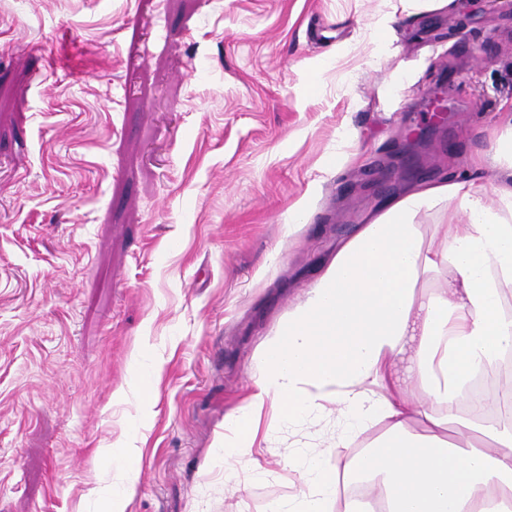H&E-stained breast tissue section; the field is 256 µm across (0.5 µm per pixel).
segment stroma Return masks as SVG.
<instances>
[{"label":"stroma","instance_id":"obj_1","mask_svg":"<svg viewBox=\"0 0 512 512\" xmlns=\"http://www.w3.org/2000/svg\"><path fill=\"white\" fill-rule=\"evenodd\" d=\"M382 0H0V512H267L278 428L224 481V417L323 260L409 185L489 151L512 0L376 33ZM407 75L391 89L394 72ZM308 210L287 231L288 212ZM151 403L115 398L135 357ZM124 467L119 472L120 481L125 482L126 494L131 495L134 491V476L140 468L141 454L139 448H122Z\"/></svg>","mask_w":512,"mask_h":512}]
</instances>
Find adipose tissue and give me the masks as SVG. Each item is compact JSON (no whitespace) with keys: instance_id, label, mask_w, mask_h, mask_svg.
<instances>
[{"instance_id":"obj_1","label":"adipose tissue","mask_w":512,"mask_h":512,"mask_svg":"<svg viewBox=\"0 0 512 512\" xmlns=\"http://www.w3.org/2000/svg\"><path fill=\"white\" fill-rule=\"evenodd\" d=\"M488 128L491 154L466 172L408 188L338 246L254 360L251 392L224 419V479L254 468L262 420L290 426L336 415V445L378 428L349 466V484L378 491L384 512H512V425L467 398L476 373L512 351V102ZM500 166L504 184L481 178ZM463 211L465 222L424 235L421 210ZM406 376H399L400 361ZM301 489L269 512H373L339 498L335 469L291 451Z\"/></svg>"}]
</instances>
